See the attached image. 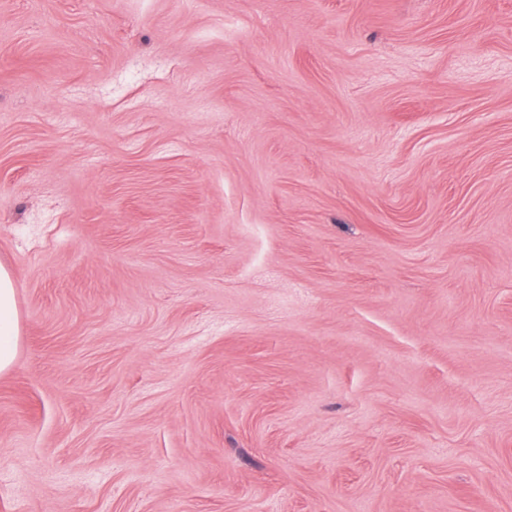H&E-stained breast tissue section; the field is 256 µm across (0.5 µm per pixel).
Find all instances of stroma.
Returning <instances> with one entry per match:
<instances>
[{
  "instance_id": "1",
  "label": "stroma",
  "mask_w": 512,
  "mask_h": 512,
  "mask_svg": "<svg viewBox=\"0 0 512 512\" xmlns=\"http://www.w3.org/2000/svg\"><path fill=\"white\" fill-rule=\"evenodd\" d=\"M0 512H512V0H0ZM21 323L15 299L13 274L0 264V374L8 372L16 359Z\"/></svg>"
}]
</instances>
